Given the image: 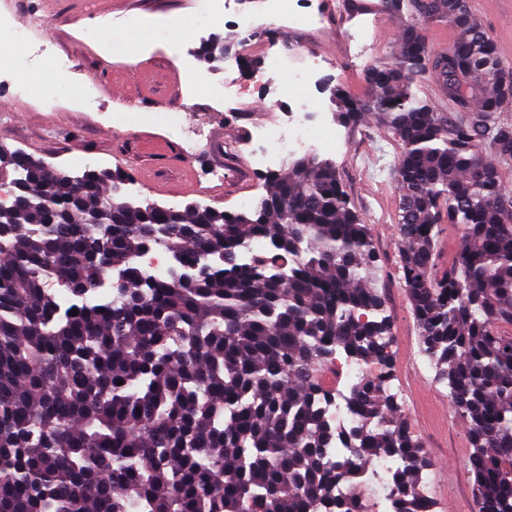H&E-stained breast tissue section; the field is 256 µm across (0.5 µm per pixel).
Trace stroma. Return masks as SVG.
I'll return each mask as SVG.
<instances>
[{
    "mask_svg": "<svg viewBox=\"0 0 512 512\" xmlns=\"http://www.w3.org/2000/svg\"><path fill=\"white\" fill-rule=\"evenodd\" d=\"M38 7L15 17L17 24L29 26L36 41L51 43L55 54L70 58L73 71L67 79L79 88H97L100 105L88 109L83 105L33 93L14 96L0 88V146L18 150L42 161L56 172L76 176L85 170L132 172L137 168L150 171L151 182L143 189L124 185L128 200L141 204L151 201L167 205L178 199L180 206L198 205L218 211L242 212L255 208L265 194V172L247 168L243 157L230 162L242 181L240 188L211 183L209 189H199L206 168L219 163L220 158L210 148H203L192 161H185L176 151L152 157L149 149L154 142H165L166 126L161 113L178 114L187 126H200L217 140H240V126L229 117L227 106L210 112H198L190 101L201 94L193 76L181 66L174 49L161 36L141 52L136 62L126 61L122 53L104 56L99 44L88 38L89 25L107 27L109 18L82 12L79 0H37ZM472 12L495 41L501 65L512 71V0H469ZM359 22L365 26L371 43L369 63L355 60L346 45L336 38V23L328 21L325 29L301 34L294 58L285 67L270 72L263 55H256V70L262 71L261 81L249 84L247 97L250 114L255 121L271 122L287 112L289 100L281 96L287 86L291 67L301 53L318 52L329 59L330 65L309 90L313 111L322 113L328 123H335V106L322 84L346 89L357 97L369 93L366 71L369 64L394 61L397 36L410 21L409 13L394 14L386 10L381 0L371 6L355 4ZM116 14L129 18L163 23L179 14L198 13L197 0H122ZM207 45L223 49L224 59L207 63L200 54ZM179 47L199 55L198 65L209 72L211 80L224 78L226 66L239 54V37L232 25L217 23L196 25L180 41ZM125 86L124 93L111 92L113 84ZM346 137L331 159L350 199L351 208L368 225L379 255L375 285L386 297L395 319L398 336L394 381L407 397L403 403L413 433L432 462L428 472L430 491L438 512H470L473 486L466 459L467 427L459 421L448 401L445 389L435 385L433 370L414 368V354L406 345L407 335L416 330L415 320L406 292L394 271L399 260L400 239L397 213L400 191L395 169L401 145L393 133L381 128L373 118L355 125L343 126ZM456 468L460 481L454 489H445L441 471L444 465Z\"/></svg>",
    "mask_w": 512,
    "mask_h": 512,
    "instance_id": "stroma-1",
    "label": "stroma"
}]
</instances>
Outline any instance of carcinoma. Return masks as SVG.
<instances>
[{"label":"carcinoma","mask_w":512,"mask_h":512,"mask_svg":"<svg viewBox=\"0 0 512 512\" xmlns=\"http://www.w3.org/2000/svg\"><path fill=\"white\" fill-rule=\"evenodd\" d=\"M412 7L455 26L448 51L402 27L395 62L368 69L367 97L337 91L336 116H371L401 142L398 272L419 346L469 430L472 512H512V211L482 151L512 160L499 119L512 73L467 0ZM427 72L466 120L417 96ZM0 177L15 188L0 204V512H361L336 481L367 487L378 457L402 462L395 512H423L431 461L386 389L396 338L375 242L333 161L270 174L248 213L136 205L124 172L71 178L2 147ZM445 224L463 233L446 266ZM257 239L265 251L243 262ZM156 245L179 263L166 278L137 264ZM340 354L368 369L348 391L355 460L321 379Z\"/></svg>","instance_id":"carcinoma-1"}]
</instances>
